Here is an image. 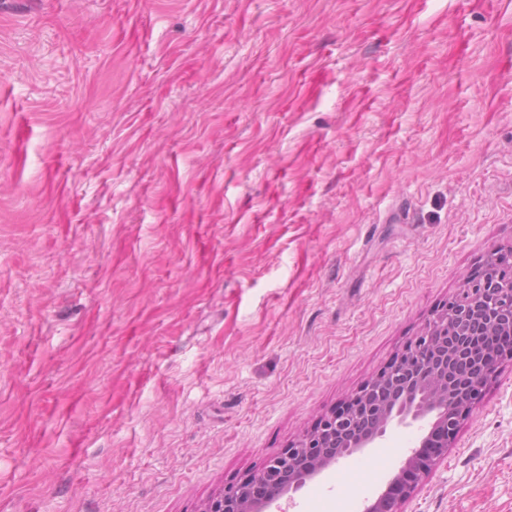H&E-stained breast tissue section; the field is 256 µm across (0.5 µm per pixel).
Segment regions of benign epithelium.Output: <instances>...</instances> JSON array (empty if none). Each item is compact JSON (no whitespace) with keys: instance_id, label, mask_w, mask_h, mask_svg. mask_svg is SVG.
<instances>
[{"instance_id":"1","label":"benign epithelium","mask_w":512,"mask_h":512,"mask_svg":"<svg viewBox=\"0 0 512 512\" xmlns=\"http://www.w3.org/2000/svg\"><path fill=\"white\" fill-rule=\"evenodd\" d=\"M505 273L492 282L464 277L463 291L437 310L395 362L344 403L323 415L287 450L271 458L249 480L229 484L204 512H270L284 494L297 491L325 470L367 448H375L391 425H418L411 451L386 489L363 512H399L421 475L448 453L459 423L492 381L500 363L512 362L482 336H454L458 321H486L508 313L512 325V249L488 255Z\"/></svg>"}]
</instances>
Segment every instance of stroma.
<instances>
[{"instance_id": "stroma-1", "label": "stroma", "mask_w": 512, "mask_h": 512, "mask_svg": "<svg viewBox=\"0 0 512 512\" xmlns=\"http://www.w3.org/2000/svg\"><path fill=\"white\" fill-rule=\"evenodd\" d=\"M511 247L512 0H0V512H203ZM401 512H512L511 363Z\"/></svg>"}]
</instances>
